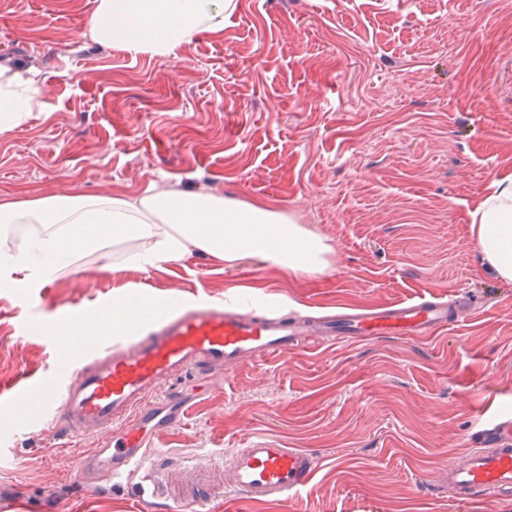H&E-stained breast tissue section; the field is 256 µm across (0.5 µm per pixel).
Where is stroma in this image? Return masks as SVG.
Segmentation results:
<instances>
[{
  "instance_id": "stroma-1",
  "label": "stroma",
  "mask_w": 512,
  "mask_h": 512,
  "mask_svg": "<svg viewBox=\"0 0 512 512\" xmlns=\"http://www.w3.org/2000/svg\"><path fill=\"white\" fill-rule=\"evenodd\" d=\"M224 33L167 57L85 35L95 0H0V65L32 71L41 108L0 132V198L142 193L150 181L288 212L334 250L323 274L191 252L104 274L111 251L44 288L0 291V383L53 378L71 350L19 327L105 297L248 294L312 318L435 293L486 297L427 339L312 342L279 360L184 382L183 422L154 442L173 476L266 442L320 458L280 503L219 499L210 512H512V496L459 502L438 483L482 422L512 418V283L471 240L472 209L512 173V0H233ZM0 400L8 512H131L129 480L72 490L96 439L55 450L48 416Z\"/></svg>"
}]
</instances>
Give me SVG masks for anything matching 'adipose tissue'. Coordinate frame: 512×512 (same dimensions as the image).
Here are the masks:
<instances>
[{
  "instance_id": "obj_1",
  "label": "adipose tissue",
  "mask_w": 512,
  "mask_h": 512,
  "mask_svg": "<svg viewBox=\"0 0 512 512\" xmlns=\"http://www.w3.org/2000/svg\"><path fill=\"white\" fill-rule=\"evenodd\" d=\"M230 5L231 0H95L87 32L96 42L133 54L166 56L200 31L223 32ZM43 95L36 80L0 66V128L19 124ZM20 226L28 233L19 250L0 254V288L43 286L71 267L78 253L107 247L121 255L111 266L115 274L132 264L154 267L198 251L230 265L254 258L265 267L307 277L329 270L334 254L325 238L282 212L155 184L135 197L0 199V238ZM471 234L487 267L512 282V175L495 181L478 202ZM140 318L127 298L117 297L83 321L95 333L107 334Z\"/></svg>"
}]
</instances>
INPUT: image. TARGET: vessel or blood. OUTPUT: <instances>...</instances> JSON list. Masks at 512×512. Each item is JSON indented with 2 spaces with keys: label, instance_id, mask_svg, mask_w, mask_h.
Segmentation results:
<instances>
[{
  "label": "vessel or blood",
  "instance_id": "vessel-or-blood-1",
  "mask_svg": "<svg viewBox=\"0 0 512 512\" xmlns=\"http://www.w3.org/2000/svg\"><path fill=\"white\" fill-rule=\"evenodd\" d=\"M164 300L168 311L148 330H126L89 353L78 369L59 372L56 390L37 407L56 422L59 450L111 429V436L81 461L77 477L83 488L95 490L133 475L137 498L162 506L164 512H206L228 492L256 503L280 501L303 489L318 465L317 456L304 448L257 445L213 456L190 480H174L173 463L164 452L154 451L152 435L183 417L187 402L170 386L176 375L204 377L216 367L274 360L315 336L422 339L447 329L454 319L447 300L432 295L318 320L256 305L247 295L211 302L168 294ZM43 383L42 375L25 371L14 377L8 391L18 397ZM478 440L476 448L442 472L456 500L512 492V419L489 422Z\"/></svg>",
  "mask_w": 512,
  "mask_h": 512
}]
</instances>
